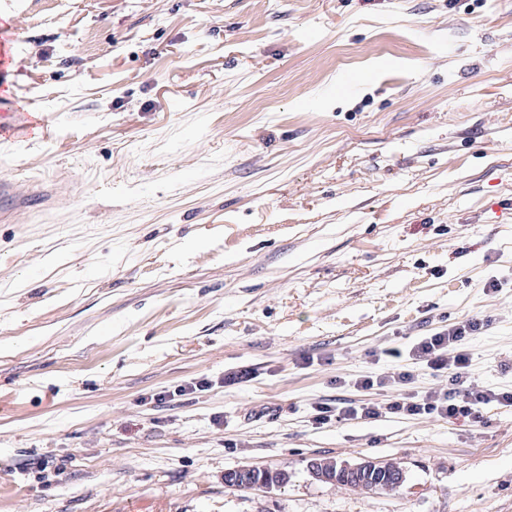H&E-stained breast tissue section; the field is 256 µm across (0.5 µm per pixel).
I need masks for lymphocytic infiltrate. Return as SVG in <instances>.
<instances>
[{"label": "lymphocytic infiltrate", "mask_w": 512, "mask_h": 512, "mask_svg": "<svg viewBox=\"0 0 512 512\" xmlns=\"http://www.w3.org/2000/svg\"><path fill=\"white\" fill-rule=\"evenodd\" d=\"M480 327V320L468 319L422 337L410 348L409 352L404 353L397 348L389 349V356L398 358L406 354L424 362L429 369L450 371L448 390L423 396L404 392L403 387L410 382L411 376L409 373L401 372L389 380L390 385L398 387L399 393L396 399L388 404L386 410H379L368 403L348 404L338 407L333 413L323 407L319 410L318 422H327L333 416L344 420H371L380 417L381 413L385 411L407 416L434 414L443 418L455 419L461 416H479L482 406L493 402L511 406V393H496L478 388L472 384L467 375L469 356L461 350L460 345L468 335Z\"/></svg>", "instance_id": "1"}]
</instances>
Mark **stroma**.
<instances>
[{
    "mask_svg": "<svg viewBox=\"0 0 512 512\" xmlns=\"http://www.w3.org/2000/svg\"><path fill=\"white\" fill-rule=\"evenodd\" d=\"M37 116L0 137L50 196L0 220V512H512V407L356 385L447 388L388 351L476 318L512 392V0H0V124ZM344 402L383 414L316 422ZM365 459L357 464H365L358 473L351 472V465L344 461H337L332 457H315L307 462V470L316 481L328 483L339 488H353L371 492H389L401 487L406 480L403 468L397 462L385 461L383 469L372 465ZM336 477V482L324 481L319 476ZM238 470V472H235L234 482L227 486L270 492L274 489L286 487L292 478V474L287 467H265L260 469L254 466H242L238 467ZM262 475L266 476V484L259 485L257 484V478ZM267 484H269L270 490H263Z\"/></svg>",
    "mask_w": 512,
    "mask_h": 512,
    "instance_id": "obj_1",
    "label": "stroma"
}]
</instances>
